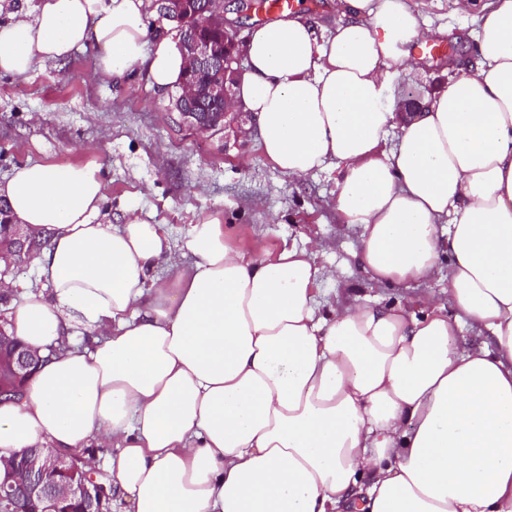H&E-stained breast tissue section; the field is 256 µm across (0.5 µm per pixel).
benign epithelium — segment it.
Instances as JSON below:
<instances>
[{"instance_id": "7a95c632", "label": "benign epithelium", "mask_w": 512, "mask_h": 512, "mask_svg": "<svg viewBox=\"0 0 512 512\" xmlns=\"http://www.w3.org/2000/svg\"><path fill=\"white\" fill-rule=\"evenodd\" d=\"M160 18L174 21L183 26H193V38L179 44L186 59L189 75L202 72L213 74L205 89L200 91L190 84L179 96L171 98L172 109L176 111L175 122L195 132L212 135L224 131L227 125L239 121L244 108L235 97V86L242 73V43L233 22L225 12V0H202V11L195 16L182 12L184 0H155ZM220 29L224 34L223 51L204 34L206 30ZM204 93L211 111L206 117L188 110L184 101ZM24 248L21 227L13 223L7 208L0 206V258L8 254L19 256ZM39 354L24 345L11 341L0 328V373H8L14 383L25 380L31 368L37 363ZM77 459L67 457L51 448H34L22 452L4 465L0 477V499L13 495L14 479L20 475L30 477L26 487L29 498L39 502L41 512H70L65 504L76 501L81 512H109L104 507L106 488L99 484L90 485L75 473Z\"/></svg>"}]
</instances>
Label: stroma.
<instances>
[{
    "label": "stroma",
    "instance_id": "1",
    "mask_svg": "<svg viewBox=\"0 0 512 512\" xmlns=\"http://www.w3.org/2000/svg\"><path fill=\"white\" fill-rule=\"evenodd\" d=\"M418 19L431 22L439 55L417 53V68L395 81L396 97L420 102L446 88L459 67L475 72V20L452 10L451 0H411ZM99 47L36 64L26 77L0 75V181L30 163L101 167L102 213L121 224L138 208L181 245L191 224L218 217L230 245L250 255L327 244L317 265L336 270L320 281L323 298L342 304L400 305L420 313L421 296L448 295L447 278L399 286L364 271L359 228L342 224L333 202L336 175H283L260 152L255 137L233 131L211 136L176 125L168 94L151 86L145 66L120 79L95 74Z\"/></svg>",
    "mask_w": 512,
    "mask_h": 512
}]
</instances>
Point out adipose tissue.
<instances>
[{
    "label": "adipose tissue",
    "mask_w": 512,
    "mask_h": 512,
    "mask_svg": "<svg viewBox=\"0 0 512 512\" xmlns=\"http://www.w3.org/2000/svg\"><path fill=\"white\" fill-rule=\"evenodd\" d=\"M335 30L287 14L253 28L236 97L286 176L337 172L360 262L405 284L448 273V297L323 313L312 250L253 257L219 218L173 249L128 210L101 217L99 165L25 164L0 182L39 241L6 330L42 361L0 403V462L29 448H109L131 512H512V0H491L475 73L415 111L395 80L434 31L408 0H336ZM102 48L97 68L177 85L145 0H39L0 24V74ZM191 256L190 264L178 261ZM168 262L172 279L154 276ZM485 340L461 346L464 324ZM90 344L75 342L77 329Z\"/></svg>",
    "instance_id": "adipose-tissue-1"
}]
</instances>
